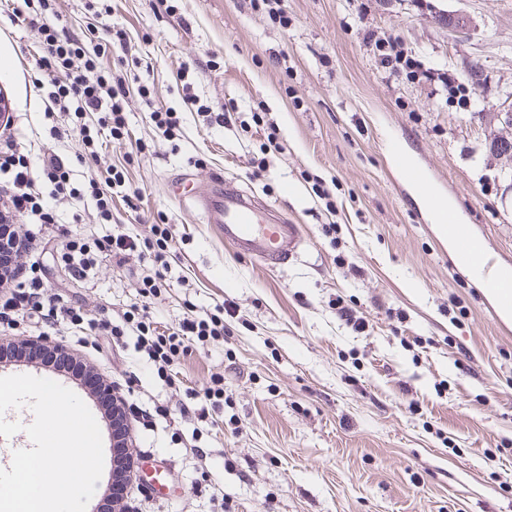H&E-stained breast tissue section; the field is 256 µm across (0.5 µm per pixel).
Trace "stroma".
Returning a JSON list of instances; mask_svg holds the SVG:
<instances>
[{"instance_id": "35a3bbf8", "label": "stroma", "mask_w": 512, "mask_h": 512, "mask_svg": "<svg viewBox=\"0 0 512 512\" xmlns=\"http://www.w3.org/2000/svg\"><path fill=\"white\" fill-rule=\"evenodd\" d=\"M89 3L51 0L49 14L81 36H126L99 62L123 80L129 137L104 143L98 166L124 165L142 210L113 198L100 225L62 202L49 231L15 217L30 241L18 275L41 276L92 321L145 306L172 329L219 306L224 337L190 345L173 386L131 336L118 351L100 333L30 321L0 329V341L50 337L137 407L128 433L151 481L129 484L130 512H220L223 501L235 512H512V321L454 263L395 160L423 168L512 269V178L493 151L512 139L500 118L512 109V0H283L284 25L250 0H107L99 16ZM12 8L0 0L10 130L22 146L75 156L76 139L49 133L38 33ZM452 14L470 18L467 33L444 25ZM384 36L431 80L385 73L373 44ZM476 67L486 80L468 103L449 97L444 77L470 84ZM169 106L180 117L172 139L150 117ZM224 110L231 124L209 121ZM273 124L280 149L261 173ZM218 173L302 225L288 265L237 257L203 219L192 197ZM153 224L171 233L160 295L143 292L136 256L103 260L87 283L58 260L88 227L143 238ZM340 305L363 329L339 318ZM216 376L224 399L212 405L204 391Z\"/></svg>"}]
</instances>
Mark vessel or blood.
I'll use <instances>...</instances> for the list:
<instances>
[{"instance_id":"obj_1","label":"vessel or blood","mask_w":512,"mask_h":512,"mask_svg":"<svg viewBox=\"0 0 512 512\" xmlns=\"http://www.w3.org/2000/svg\"><path fill=\"white\" fill-rule=\"evenodd\" d=\"M196 203L207 223L218 226L226 244L244 258L261 261L267 267L288 263L303 242L300 225L243 191L227 186L223 177L212 180L210 187L197 196ZM440 231L451 240L457 254L482 270V285L498 307L512 309V278L497 275L495 258L469 226L447 217Z\"/></svg>"}]
</instances>
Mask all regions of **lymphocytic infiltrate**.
<instances>
[{"mask_svg":"<svg viewBox=\"0 0 512 512\" xmlns=\"http://www.w3.org/2000/svg\"><path fill=\"white\" fill-rule=\"evenodd\" d=\"M23 2L28 10L20 19L39 32L38 63L50 74L42 99L44 116L54 123L56 118L66 117V124L55 123L53 134L59 139L78 136L81 151L73 160L46 152L34 161L18 142L6 138L0 143V209L23 216L32 224L49 225L55 221L51 200L67 197L81 204L93 203L100 223H111L113 195L122 194L128 207L135 211L141 203L142 189L131 186L124 169L116 165L76 180L73 163L94 159L103 134H110L115 140L124 138L121 82L99 68L97 53L89 51L82 39L45 17L48 0ZM90 112L97 113L96 124L84 122V114ZM149 232V237L143 239L126 234H110L104 241L95 243L72 239L63 245L60 259L75 279L88 281L94 277L100 258L140 253L153 270L152 275L143 278L142 285L155 294L169 266L170 231L168 225L153 224ZM15 274L13 252L0 253V280L8 284L7 289L0 291V326L17 325L35 317L48 323L63 319L73 334L84 332L82 308L47 304L48 287L41 277L32 276L18 283ZM97 328L116 342L127 336L135 337L137 348L147 356L158 376L172 385L178 380L174 365L181 353L186 352L188 342L222 338L224 320L212 313L191 314L181 320L175 331L166 332L160 330L156 321L132 308L124 311L119 319L109 316L99 319ZM26 358L50 371L71 375L102 408L112 409V388L93 368L74 359L61 360L42 348L30 349Z\"/></svg>","mask_w":512,"mask_h":512,"instance_id":"1","label":"lymphocytic infiltrate"}]
</instances>
